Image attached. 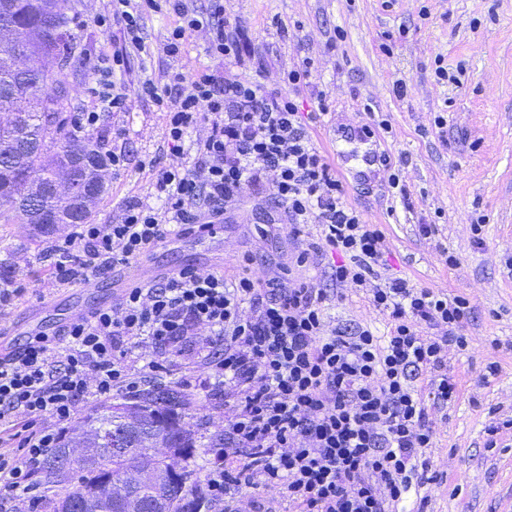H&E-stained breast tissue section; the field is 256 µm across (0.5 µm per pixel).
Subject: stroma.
<instances>
[{
	"instance_id": "35a3bbf8",
	"label": "stroma",
	"mask_w": 512,
	"mask_h": 512,
	"mask_svg": "<svg viewBox=\"0 0 512 512\" xmlns=\"http://www.w3.org/2000/svg\"><path fill=\"white\" fill-rule=\"evenodd\" d=\"M111 8L110 0L64 2L79 35L81 65L70 78V95L80 112L96 107L86 89L98 58L123 43L120 33H103L96 24ZM224 17L246 33L250 52L265 60L270 87H279L283 72L309 61L311 85L299 96L302 110L315 111L320 90L331 106L324 122L310 124V135L343 179L347 203L385 232L389 255L382 276L469 300L462 329L468 348L452 345L445 354L444 371L456 385L453 397L434 402L426 379L414 383L436 432L426 455L441 475L439 484L420 489L421 509L502 512L512 495V427L501 431L499 448L486 449L484 440L489 425L512 420V0H224ZM172 21L166 12L145 15L144 48L130 53L118 76L126 89L147 77L163 80L175 66L186 72L216 67L204 29L192 34L179 60L165 56ZM385 41L391 44L386 53L380 49ZM440 65L453 80L438 82ZM365 100L392 126L378 150L399 165L408 198L391 196L382 181H360L338 154L343 131L370 122L371 113L358 109ZM441 115L447 120L442 127L436 124ZM99 127L107 150L124 154L126 164L108 182L91 218L95 224L112 223L128 198L148 195L150 176L140 168L144 156L192 164L197 142L208 134L207 125H199L182 153L171 154L162 113L140 100L127 111L102 113ZM273 212L270 192L245 190L223 234H173L142 255L145 280L187 267L203 275L308 277L287 225L270 224ZM61 239L0 218V279L29 288L0 308V320L39 305V323L48 327L72 319L79 307L111 306L107 276L79 302L68 300L70 287L55 279L48 257ZM317 274L334 323L388 332V317L373 309L365 291L332 286L327 262H320ZM130 365L140 388L181 386L191 401V421L206 435H223L236 406L223 390L202 383L194 352L142 344Z\"/></svg>"
}]
</instances>
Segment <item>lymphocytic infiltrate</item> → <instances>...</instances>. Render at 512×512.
Returning a JSON list of instances; mask_svg holds the SVG:
<instances>
[{
  "mask_svg": "<svg viewBox=\"0 0 512 512\" xmlns=\"http://www.w3.org/2000/svg\"><path fill=\"white\" fill-rule=\"evenodd\" d=\"M165 7L175 16L162 47L166 56H182L189 36L204 27L208 52L219 65L177 70L164 83L147 78L128 93L114 76L129 49L142 46L145 12ZM223 14V0H210L205 16L185 0H112L111 14L99 16L103 31H121L123 45L94 67L90 93L100 109L82 113L84 130L95 131L101 112L127 111L138 98L162 112L173 152H181L199 123L210 131L192 166L142 159L151 198L127 200L113 223L75 225L54 247L56 279L91 284L165 233L223 220L245 188L268 180L276 223L289 225L296 239L305 236L306 225H317L340 257L331 267L332 282L366 290L373 307L389 316V334L330 326L326 293L310 279L262 282L185 269L125 289L115 304L75 318L60 336L36 338L0 357V420L19 410L29 418L23 454L0 448V492L19 504L27 503L34 471L80 402L137 390L121 351L142 341L201 350V378L223 379L225 393L236 399L237 412L211 448L204 475L217 512H242L247 490L261 499L253 512H266L269 503L282 512H392L412 487L437 481L424 453L435 432L413 382L429 374L434 400L453 396L444 349L467 348L461 328L469 302L401 279L378 281L386 236L347 204L335 165L308 132L309 123L330 112L326 93H317L316 111L305 116L295 96L310 85L308 65L283 73L278 91L268 86L264 65L249 75L224 70V63H243L245 46ZM422 322L450 332L419 336ZM218 344L224 347L220 356L212 353Z\"/></svg>",
  "mask_w": 512,
  "mask_h": 512,
  "instance_id": "lymphocytic-infiltrate-1",
  "label": "lymphocytic infiltrate"
}]
</instances>
